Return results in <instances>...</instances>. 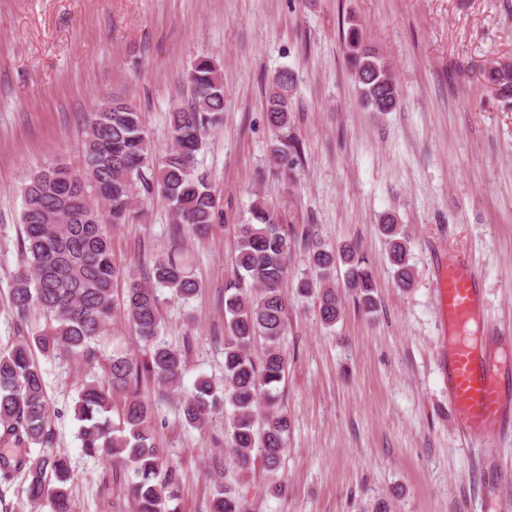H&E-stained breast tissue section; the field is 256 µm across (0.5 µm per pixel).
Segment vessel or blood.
Here are the masks:
<instances>
[{
  "label": "vessel or blood",
  "instance_id": "obj_1",
  "mask_svg": "<svg viewBox=\"0 0 512 512\" xmlns=\"http://www.w3.org/2000/svg\"><path fill=\"white\" fill-rule=\"evenodd\" d=\"M476 274L465 259L440 263L433 288L449 326L466 325L479 300ZM448 403L458 431L491 441L512 420V357L476 352L468 337L456 336L444 367Z\"/></svg>",
  "mask_w": 512,
  "mask_h": 512
}]
</instances>
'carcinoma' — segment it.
<instances>
[{"label":"carcinoma","mask_w":512,"mask_h":512,"mask_svg":"<svg viewBox=\"0 0 512 512\" xmlns=\"http://www.w3.org/2000/svg\"><path fill=\"white\" fill-rule=\"evenodd\" d=\"M344 52L362 104L374 112H391L400 101L392 63L372 51L359 23L349 22L343 33ZM187 82L191 99L169 113L171 148L155 165L142 113L124 97L101 103L89 114L81 142L83 167L73 170L51 164L32 173L23 190L20 259L10 272V308L17 336L0 349V443L16 448H42L34 462L21 457L0 460V480L27 473L26 498L33 512H75L70 485L73 469L68 457L53 450L51 406L44 371L34 350L46 358L100 361L98 343L111 324L117 305L135 334L147 345L140 361L115 349L103 364L104 378L82 380L77 388L74 416L80 422L78 439L87 457L107 455L132 470L128 486L135 512H180L179 479L174 467L155 446L153 403L140 385L149 379L161 395L179 396L183 421L201 428L211 413L225 419V446L238 471L237 486L216 490L210 512H247L239 487L248 484L255 463L275 474L286 448L290 420L280 408L288 357L286 332L288 257L296 245L308 251L316 278L298 279L296 290L314 293L318 316L329 327L340 319L343 300L328 279L336 266H346L349 289L358 308L376 310L375 281L356 247H327L310 232L284 224L282 215L257 197L250 221L236 225L232 276L224 284V379L199 376L183 386L186 352L159 338L161 300L158 290L187 301L199 292L191 260L180 245L153 257L144 279H130L121 301L114 283L124 276L112 250L111 229L125 224L133 205L157 193L169 204L176 226L206 236L221 220L207 175L199 172L196 155L207 130L224 115V82L213 59H198ZM296 77L280 71L264 90L266 120L274 133L273 162L283 171L301 162L297 147L288 145L290 101ZM481 84L505 100L512 98V78L490 66ZM390 246L395 285L414 283L409 264V234L394 213L380 220ZM39 312L45 326L30 323ZM123 404L114 408L113 395ZM117 412L118 420L110 417Z\"/></svg>","instance_id":"cac0c4a2"}]
</instances>
